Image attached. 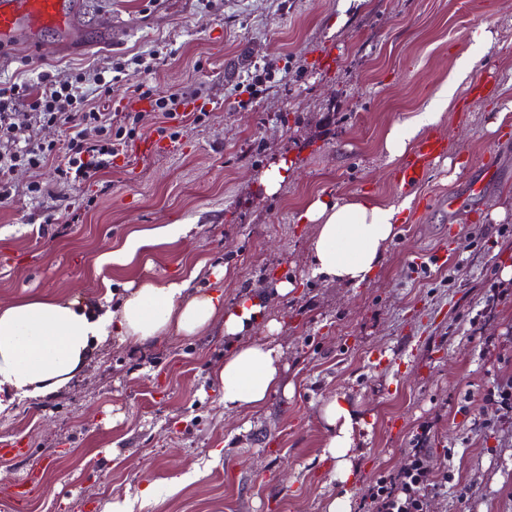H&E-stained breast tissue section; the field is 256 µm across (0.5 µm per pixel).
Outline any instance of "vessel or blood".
I'll return each instance as SVG.
<instances>
[{"mask_svg": "<svg viewBox=\"0 0 512 512\" xmlns=\"http://www.w3.org/2000/svg\"><path fill=\"white\" fill-rule=\"evenodd\" d=\"M80 10V0H0V48L35 42L45 30L66 31ZM444 150L441 140L423 138L397 170V187L405 189L422 181Z\"/></svg>", "mask_w": 512, "mask_h": 512, "instance_id": "b4317fda", "label": "vessel or blood"}]
</instances>
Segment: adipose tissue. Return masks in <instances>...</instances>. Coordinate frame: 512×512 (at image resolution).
Returning a JSON list of instances; mask_svg holds the SVG:
<instances>
[{"label": "adipose tissue", "mask_w": 512, "mask_h": 512, "mask_svg": "<svg viewBox=\"0 0 512 512\" xmlns=\"http://www.w3.org/2000/svg\"><path fill=\"white\" fill-rule=\"evenodd\" d=\"M441 118L425 108L385 136L390 159L403 157L423 128ZM409 200L382 206L367 200L311 198L298 220L315 227L309 265L313 276L356 288L380 268L398 233ZM267 298L250 293L225 306L221 292L192 287L190 280L147 277L124 286L114 306H93L77 295H32L0 304V411L10 400L48 397L62 390L87 365L108 337L146 345L175 334L198 336L222 321L224 333L240 336L263 324L265 336L238 346L213 370L228 413L257 411L277 393L291 394L283 380V348L276 319L265 316ZM320 415L327 439L321 457L331 460L333 480L354 484L359 474L363 433L369 425L344 395L323 400Z\"/></svg>", "instance_id": "1"}]
</instances>
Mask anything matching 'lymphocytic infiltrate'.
<instances>
[{"label": "lymphocytic infiltrate", "mask_w": 512, "mask_h": 512, "mask_svg": "<svg viewBox=\"0 0 512 512\" xmlns=\"http://www.w3.org/2000/svg\"><path fill=\"white\" fill-rule=\"evenodd\" d=\"M143 57L113 63L110 71H93L91 77L73 78L43 73L38 91L28 85L0 82V200L13 195L11 171L24 164L39 168L57 160L56 171L66 183L91 179L107 168L109 159L135 134L134 128L114 125L110 113L90 105L82 85L92 80L97 94H110L130 65H142ZM30 99L35 126L72 124L74 133L65 148L42 143L24 133L13 120L17 101ZM424 449L414 448L408 462L396 475L379 477L371 495L373 512H426L424 491L431 471Z\"/></svg>", "instance_id": "f902f5d3"}]
</instances>
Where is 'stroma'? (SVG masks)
Wrapping results in <instances>:
<instances>
[{"label": "stroma", "instance_id": "obj_1", "mask_svg": "<svg viewBox=\"0 0 512 512\" xmlns=\"http://www.w3.org/2000/svg\"><path fill=\"white\" fill-rule=\"evenodd\" d=\"M479 31L493 47L427 127L448 151L410 187L381 267L357 288L313 277L302 206L316 195L400 201L402 162L385 136L435 104ZM148 53L149 70L107 102L138 118L107 169L74 185L51 164L13 171L0 303L42 293L97 304L143 277L209 288L223 266L225 305L270 294L293 393L225 414L211 370L242 339L218 325L144 346L110 337L61 394L0 412V512H324L345 494L351 512H369L375 480L397 474L418 441L435 471L427 512H512V408L500 397L512 389V279L500 276L512 213L490 218L512 193V0H84L66 34L1 52L0 79L33 84ZM479 76L491 95L470 96ZM136 85L186 101L173 118L143 110ZM146 140L154 154L138 152ZM283 157L288 178L266 195L259 176ZM34 181L51 195L27 196ZM164 224L190 231L95 267ZM283 278L292 294L272 297ZM336 394L371 424L349 487L320 458L318 409ZM148 483L157 499L143 500Z\"/></svg>", "mask_w": 512, "mask_h": 512}]
</instances>
